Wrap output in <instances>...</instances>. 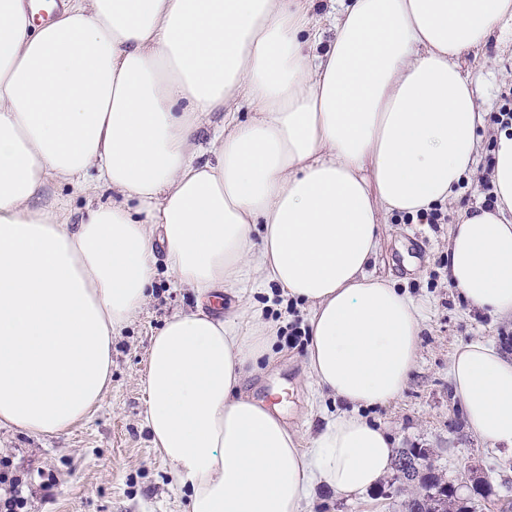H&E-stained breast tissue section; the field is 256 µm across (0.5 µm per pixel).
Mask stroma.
I'll use <instances>...</instances> for the list:
<instances>
[{
	"instance_id": "stroma-1",
	"label": "stroma",
	"mask_w": 512,
	"mask_h": 512,
	"mask_svg": "<svg viewBox=\"0 0 512 512\" xmlns=\"http://www.w3.org/2000/svg\"><path fill=\"white\" fill-rule=\"evenodd\" d=\"M463 74L477 78L485 119L476 131L480 148L476 167L456 200L445 204L449 224H423L396 214L384 216L373 268L424 305L416 365L400 395L385 405L366 408L369 420L385 428L396 449L426 448L439 473L462 498L472 497V479L487 477L490 487L481 512H506L512 505V450L482 441L467 427L450 380L456 348L472 340L495 344L512 356V321L479 312L448 285V230L462 211L480 206V183L493 158L497 127L490 115L512 93V30H497L480 50L458 60ZM222 314L236 303L263 311L276 338L273 357L250 368L245 389L260 399L279 389L286 394L283 419L302 443L340 410L341 402L320 395L307 376V348L284 341L295 319H308L305 304L269 302L266 294L236 299L224 292ZM195 299L158 274L153 295L112 339V384L101 408L59 436H34L0 427V456L23 481L24 512H189V492L169 478V466L154 449L142 425L146 408L143 380L151 338L174 314ZM417 485L389 473L378 487L346 500L317 489L304 512H405Z\"/></svg>"
}]
</instances>
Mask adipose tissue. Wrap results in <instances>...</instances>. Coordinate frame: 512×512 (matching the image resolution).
<instances>
[{
	"label": "adipose tissue",
	"mask_w": 512,
	"mask_h": 512,
	"mask_svg": "<svg viewBox=\"0 0 512 512\" xmlns=\"http://www.w3.org/2000/svg\"><path fill=\"white\" fill-rule=\"evenodd\" d=\"M313 8L52 0L40 20L0 0V426L57 435L96 413L112 338L163 270L196 303L152 338L144 421L190 512H302L317 487L349 499L391 471L361 411L406 386L423 306L368 266L383 216L444 204L471 172L481 114L455 60L512 0H350L328 43ZM491 179L494 210L450 227L448 279L512 316V134ZM224 288L311 305L309 375L351 409L309 447L243 392L274 330L212 313ZM450 376L469 429L511 448L512 358L472 341Z\"/></svg>",
	"instance_id": "1"
}]
</instances>
